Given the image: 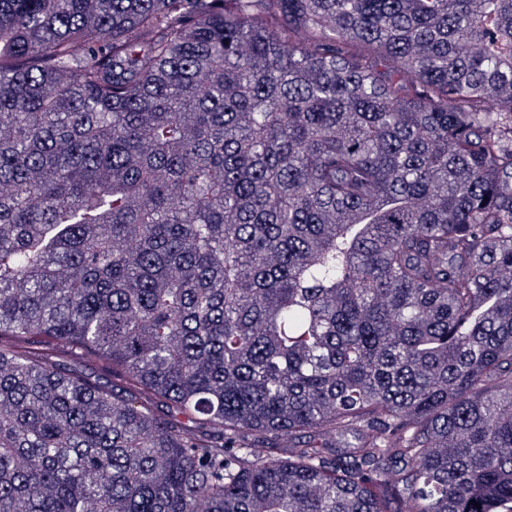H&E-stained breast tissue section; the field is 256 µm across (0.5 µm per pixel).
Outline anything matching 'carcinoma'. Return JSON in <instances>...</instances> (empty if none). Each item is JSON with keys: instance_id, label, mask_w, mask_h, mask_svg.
I'll return each mask as SVG.
<instances>
[{"instance_id": "obj_1", "label": "carcinoma", "mask_w": 512, "mask_h": 512, "mask_svg": "<svg viewBox=\"0 0 512 512\" xmlns=\"http://www.w3.org/2000/svg\"><path fill=\"white\" fill-rule=\"evenodd\" d=\"M0 512H512V0H0Z\"/></svg>"}]
</instances>
